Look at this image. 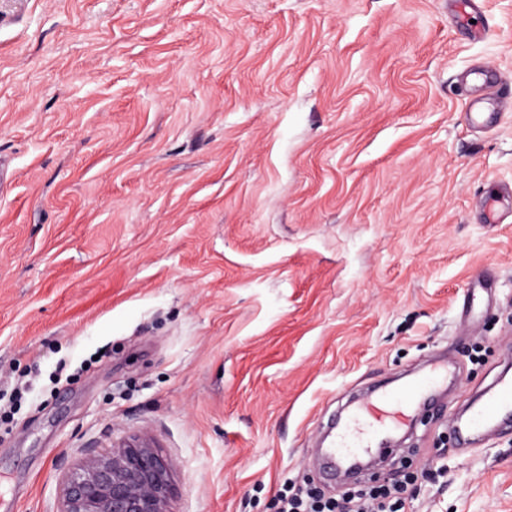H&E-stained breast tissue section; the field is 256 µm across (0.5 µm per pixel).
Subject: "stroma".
I'll list each match as a JSON object with an SVG mask.
<instances>
[{"mask_svg":"<svg viewBox=\"0 0 512 512\" xmlns=\"http://www.w3.org/2000/svg\"><path fill=\"white\" fill-rule=\"evenodd\" d=\"M475 2L0 0V512L132 434L175 512L414 471L405 512H512V433L451 426L512 356V115L464 85L512 84V0ZM442 356V414L327 479L342 394Z\"/></svg>","mask_w":512,"mask_h":512,"instance_id":"obj_1","label":"stroma"}]
</instances>
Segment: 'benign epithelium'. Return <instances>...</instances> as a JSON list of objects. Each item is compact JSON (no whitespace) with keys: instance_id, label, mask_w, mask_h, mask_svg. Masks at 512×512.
<instances>
[{"instance_id":"7a95c632","label":"benign epithelium","mask_w":512,"mask_h":512,"mask_svg":"<svg viewBox=\"0 0 512 512\" xmlns=\"http://www.w3.org/2000/svg\"><path fill=\"white\" fill-rule=\"evenodd\" d=\"M174 467L147 437L89 451L64 480L60 512H174Z\"/></svg>"}]
</instances>
